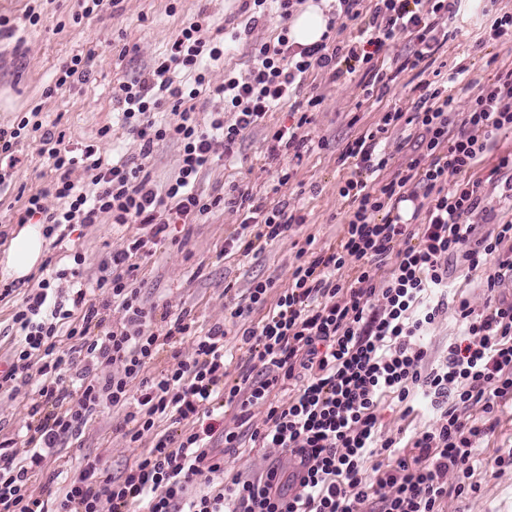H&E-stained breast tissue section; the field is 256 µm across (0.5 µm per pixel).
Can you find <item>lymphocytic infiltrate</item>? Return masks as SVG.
<instances>
[{"label":"lymphocytic infiltrate","instance_id":"f902f5d3","mask_svg":"<svg viewBox=\"0 0 512 512\" xmlns=\"http://www.w3.org/2000/svg\"><path fill=\"white\" fill-rule=\"evenodd\" d=\"M454 7L453 0H376L354 39L298 48L284 33L276 44L257 47L259 63L246 75L228 73L216 83L208 66L223 62L224 45L207 37L205 20L189 23L164 56L114 87L141 161L106 164L86 146L95 171L89 190L71 178L77 158L63 136L26 116L16 128L0 127L1 188L10 185L18 139L29 127L39 131L57 173L59 207L48 209L43 193L31 194L18 223L37 221L50 236L60 226L95 224L106 215L115 226L141 229L112 251L106 261L112 274L97 282L119 310L118 323H108L86 289L61 296L46 281L12 315L19 338L0 389L15 395L30 387L31 405L24 451L15 439L0 441V512H358L362 506L444 512L448 496L474 491L478 445L495 430L498 404L512 401V300L498 295L500 285L512 281V219L476 236L469 218L482 202V182L468 174L494 154L498 134L512 131V69L481 86L458 127L449 121L459 111L456 98L424 82L413 111L387 110L375 128L349 141L342 156L353 159L356 170L339 188L350 202L348 220L337 242L299 248L275 305L267 303L272 281L258 280L246 303L225 307L223 321L209 329L197 330L181 313L162 330L132 286L129 262L165 242L170 225L196 223L223 205L244 212L239 232L224 241L228 251L250 253L256 242L278 240L304 224V215L283 202L248 205L198 193L216 142L232 148L316 69L335 79L361 69L374 83L389 85L395 74L378 65L387 46L402 37L415 41L400 68H417L435 52ZM181 72L192 84L175 82ZM204 86L224 103L205 126L185 106ZM402 125L412 127L413 144L396 166L385 141ZM164 142L179 145L180 159L160 191L143 162ZM365 171L386 178L371 187L361 177ZM405 202L423 222L407 223L400 209ZM452 258L471 271L493 265L482 283L483 308L466 299L449 306ZM451 309L463 334L445 357L432 359L426 337ZM257 310L262 318L250 322ZM230 333L246 350L234 365L224 349ZM63 335L70 348L61 347ZM163 353L166 367L154 370ZM287 388L288 401H279L277 390ZM391 396L406 412L421 401L433 412L406 452L397 439L378 433L377 410ZM476 406L485 421L471 420ZM103 407L124 411L128 443L148 436L151 448L120 476L89 458L65 475L57 494L34 495L32 478L56 462L57 448ZM222 407L234 411L240 430L215 418ZM165 420L170 429H160ZM246 440L280 449L294 459L293 470L272 465L258 477L225 472V449ZM202 483L206 492L193 493Z\"/></svg>","mask_w":512,"mask_h":512}]
</instances>
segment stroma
<instances>
[{
    "mask_svg": "<svg viewBox=\"0 0 512 512\" xmlns=\"http://www.w3.org/2000/svg\"><path fill=\"white\" fill-rule=\"evenodd\" d=\"M32 6L41 14L35 26L26 17ZM242 6L243 0H121L118 9H105L77 24L72 20L77 0H0V15L8 16L15 28L12 38L0 39V126H12L36 108L44 127L64 133L66 144L75 152L92 144L104 162L137 160L139 147L121 120L113 86L136 78L165 54L181 28L201 15L211 21L209 37L235 38L223 65L215 68L214 79L222 80L228 71L247 73L258 63L256 47L276 43L282 22L270 12L251 23L250 13ZM506 12L512 13V0H497L493 5L488 0H458L447 23V41L431 58L400 74L385 89L369 86L368 76L360 71L336 81L326 72H310L296 96L246 130L229 154L214 159L197 185L206 197L246 195L269 205L287 202L289 208L305 214V224L249 255L224 251L225 238L241 222L231 210H215L196 224L172 225L165 244L152 254L133 258L139 266L134 283L146 307L158 318L188 313L198 329L205 330L223 320L225 304L242 301L253 281L270 278L277 287H286L297 245L309 236L318 247L333 241L348 219L349 206L338 194L340 183L354 169L352 162L341 158L346 143L375 126L385 109L412 111L415 85L435 81L440 74H456L448 91L460 106H467L484 83L512 68V37L484 39L492 20ZM91 50L96 59L89 79L53 90L60 67ZM316 95L321 104L308 108V99ZM304 112L311 118L303 129L306 147L297 155L269 157L268 132L294 124ZM104 127L110 130L106 139L98 136ZM18 157L11 186L0 190V256L17 229L23 194L41 191L46 206L59 205L50 193L55 178L52 163L41 154L38 143L24 139ZM283 168L290 169L292 178L281 187L277 174ZM137 232L134 224L113 227L106 216L96 224L65 229L63 241L49 247L42 263L24 282L15 283L8 297L0 299V357L8 358L12 351L17 340L12 314L34 284L52 271L70 267L78 252L85 258L80 281L84 287H95L103 275V261ZM123 424V412L105 409L96 413L81 432L58 448L60 462L75 472L84 458L96 457L110 474L120 475L136 455L151 446L147 437L137 446H128ZM509 447L512 408L506 406L498 414L494 433L480 445L472 476L477 493L449 497L445 512H512V466L494 464ZM273 463L284 468L289 458L273 448H239L224 454V465L231 471L259 474Z\"/></svg>",
    "mask_w": 512,
    "mask_h": 512,
    "instance_id": "1",
    "label": "stroma"
}]
</instances>
